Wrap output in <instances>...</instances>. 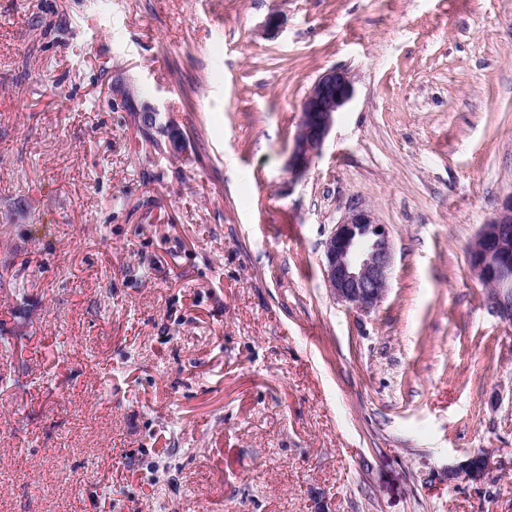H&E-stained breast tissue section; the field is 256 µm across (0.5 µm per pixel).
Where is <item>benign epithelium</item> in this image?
Wrapping results in <instances>:
<instances>
[{"label": "benign epithelium", "instance_id": "7a95c632", "mask_svg": "<svg viewBox=\"0 0 512 512\" xmlns=\"http://www.w3.org/2000/svg\"><path fill=\"white\" fill-rule=\"evenodd\" d=\"M354 98L351 74L343 68L321 73L304 96L301 117L288 157L289 174L298 177L320 153L335 122ZM141 122L168 138L171 151L182 153L185 138L172 134L158 108H141ZM323 270L336 301L361 310L376 308L385 298L393 250L387 227L368 208H352L335 224L324 242ZM478 279L493 290L492 303L503 320L512 323V194L503 199L494 216L482 225L470 253ZM473 455L448 468V482H480L487 466Z\"/></svg>", "mask_w": 512, "mask_h": 512}]
</instances>
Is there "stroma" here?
<instances>
[{"label": "stroma", "mask_w": 512, "mask_h": 512, "mask_svg": "<svg viewBox=\"0 0 512 512\" xmlns=\"http://www.w3.org/2000/svg\"><path fill=\"white\" fill-rule=\"evenodd\" d=\"M510 194L512 0H0V512H512V324L469 265ZM352 207L393 246L368 312L323 273ZM351 74L343 68L321 73L304 96L301 117L288 157V172L298 177L311 166L320 153L335 122L336 113L354 98ZM139 112L141 114V122L149 126L152 130H155L161 135H165L168 138V145L172 152L183 153L186 149L185 138L180 135H172V131H177L170 123H163L160 117V111L153 105H144ZM178 132V131H177ZM480 459L479 455H473L465 460L459 462L457 465L450 467L448 470V481L452 483L458 479H463L471 482H480L488 466L483 463H476Z\"/></svg>", "instance_id": "35a3bbf8"}]
</instances>
